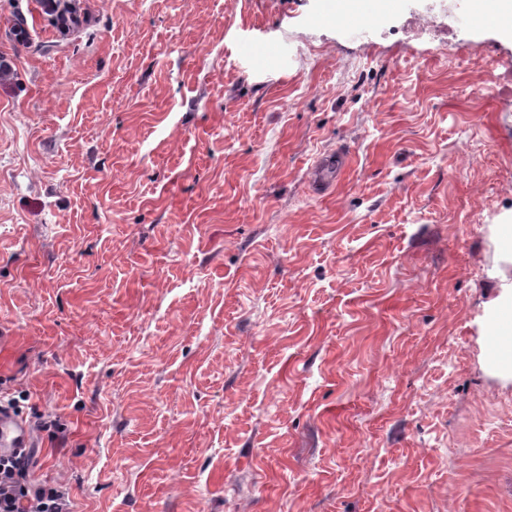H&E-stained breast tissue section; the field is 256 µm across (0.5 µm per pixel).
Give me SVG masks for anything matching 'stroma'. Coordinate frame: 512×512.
Masks as SVG:
<instances>
[{"label": "stroma", "mask_w": 512, "mask_h": 512, "mask_svg": "<svg viewBox=\"0 0 512 512\" xmlns=\"http://www.w3.org/2000/svg\"><path fill=\"white\" fill-rule=\"evenodd\" d=\"M395 2L0 0V386L76 512H512V25ZM43 2H45V7L48 10H51L49 14H56L57 20L61 21L63 25L69 27V25L78 26L80 24V14H78V11L68 3L71 1L43 0Z\"/></svg>", "instance_id": "1"}]
</instances>
